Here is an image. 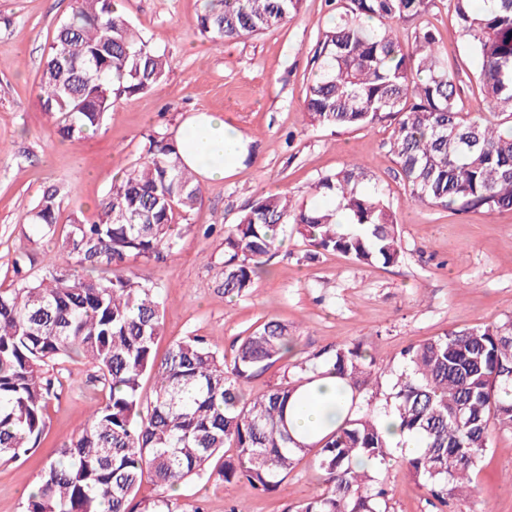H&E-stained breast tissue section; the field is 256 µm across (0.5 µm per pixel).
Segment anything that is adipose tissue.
I'll use <instances>...</instances> for the list:
<instances>
[{
  "label": "adipose tissue",
  "instance_id": "1",
  "mask_svg": "<svg viewBox=\"0 0 512 512\" xmlns=\"http://www.w3.org/2000/svg\"><path fill=\"white\" fill-rule=\"evenodd\" d=\"M182 158L205 179H223L245 148L238 135L218 113L200 112L179 127L176 135ZM300 404L290 416L297 437L325 434L342 421L344 399L332 378H323L297 393Z\"/></svg>",
  "mask_w": 512,
  "mask_h": 512
}]
</instances>
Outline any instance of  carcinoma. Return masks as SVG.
Here are the masks:
<instances>
[{
    "mask_svg": "<svg viewBox=\"0 0 512 512\" xmlns=\"http://www.w3.org/2000/svg\"><path fill=\"white\" fill-rule=\"evenodd\" d=\"M302 0H203L199 33L216 46L281 25ZM434 0H336L319 34L303 101L306 121L327 128L393 125L389 150L408 199L435 208L512 209V0H448L488 113L457 109L459 73L444 65L435 31L403 42L391 23L415 20ZM166 54L135 31L121 0H77L55 30L42 64L40 102L58 131L81 139L101 128L117 100L161 84ZM350 163L319 179L330 207L286 193L248 201L224 234V296L247 294L290 224L309 252H340L360 264L403 255L390 203ZM59 190L48 189L26 223L55 235ZM194 171L176 139L146 138L141 161L112 185L95 216L70 218L40 280L0 291V464L35 449L49 428L58 377L50 366L80 358L96 369L102 399L86 426L48 462L24 512H135L145 475L163 489L189 478L245 479L275 492L307 455L325 488L297 512H389L379 471L391 444L380 419L393 416L421 450L405 458L411 476L446 507L470 487L490 432L512 429V320L451 330L402 353L390 376L357 346L324 349L291 363L282 380L248 398L257 376L293 350L288 325L269 320L240 340L228 360L200 336L174 342L163 360L162 302L132 261L148 263L189 228L202 203ZM155 378L144 402L142 380ZM324 377L348 393L346 416L309 444L295 439L288 411L297 389ZM382 407L365 399L368 388ZM234 454L224 456V446ZM140 512H182L178 499L142 501Z\"/></svg>",
    "mask_w": 512,
    "mask_h": 512,
    "instance_id": "carcinoma-1",
    "label": "carcinoma"
}]
</instances>
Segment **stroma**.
<instances>
[{"label": "stroma", "mask_w": 512, "mask_h": 512, "mask_svg": "<svg viewBox=\"0 0 512 512\" xmlns=\"http://www.w3.org/2000/svg\"><path fill=\"white\" fill-rule=\"evenodd\" d=\"M74 5L75 0H0V288L44 276L58 250L56 239L33 235L24 222L44 191L60 192L58 229L66 228L74 212L93 217L113 181L139 162L148 134H172L186 116L215 112L255 153L223 179L202 181L203 201L190 216V229L171 253L140 267L164 300L158 356L175 341L196 335L229 358L242 336L274 319L288 324L298 351L357 344L379 366L397 373L408 346L512 318V210L461 212L408 201L394 177L388 122L335 131L305 123L312 49L332 14L327 0H302L288 22L220 47L194 26L202 0H127L132 24L166 53L167 79L115 102L101 129L70 142L54 132L38 86L44 50ZM415 25L437 31L446 64L464 77L459 109L483 110L448 0H436ZM412 26L398 31L410 32ZM355 160L365 164L371 182L392 204L402 261L359 264L333 252L309 259L290 232L250 292L225 297L224 232L236 224L241 207L279 191L317 204L312 184ZM57 371L61 384L49 403L47 434L23 460L0 466V512H23L41 469L84 428L89 403L99 395L81 360L60 363ZM401 456L394 451L381 472L392 490L391 512H440ZM472 479L471 493L453 500L451 512H512V429L492 433ZM323 486L305 457L272 494L244 480L228 484L194 477L177 496L185 512H230L240 505L249 512H295Z\"/></svg>", "instance_id": "35a3bbf8"}]
</instances>
